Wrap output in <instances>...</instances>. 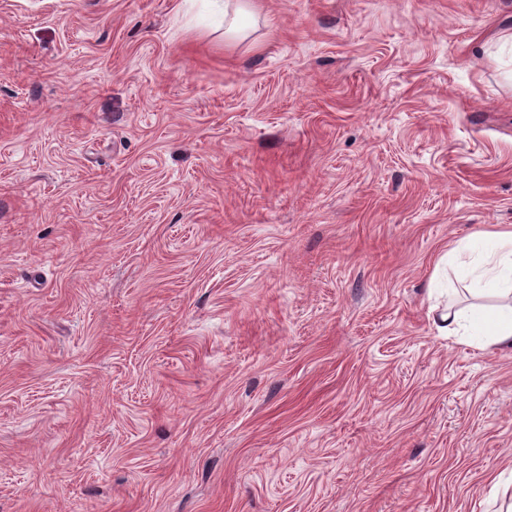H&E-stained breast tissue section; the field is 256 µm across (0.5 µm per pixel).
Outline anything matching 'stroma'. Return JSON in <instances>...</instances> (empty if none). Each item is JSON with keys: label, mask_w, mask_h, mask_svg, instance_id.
Returning <instances> with one entry per match:
<instances>
[{"label": "stroma", "mask_w": 512, "mask_h": 512, "mask_svg": "<svg viewBox=\"0 0 512 512\" xmlns=\"http://www.w3.org/2000/svg\"><path fill=\"white\" fill-rule=\"evenodd\" d=\"M0 0V512H497L512 0ZM474 251L491 258L494 266L485 271L488 279L484 285L479 282L475 288L466 290L474 298L488 295L507 298L512 294V231L480 232L438 256L428 286L429 298L434 297L437 302L431 308L433 325L439 335L454 337L481 350L512 348V304L471 303L455 308L448 301L444 307L440 305V299L455 290L448 288V271L456 273L465 264L463 256ZM503 283H510V288H497Z\"/></svg>", "instance_id": "1"}]
</instances>
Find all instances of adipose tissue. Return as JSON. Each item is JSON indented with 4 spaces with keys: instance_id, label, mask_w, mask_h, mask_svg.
<instances>
[{
    "instance_id": "1",
    "label": "adipose tissue",
    "mask_w": 512,
    "mask_h": 512,
    "mask_svg": "<svg viewBox=\"0 0 512 512\" xmlns=\"http://www.w3.org/2000/svg\"><path fill=\"white\" fill-rule=\"evenodd\" d=\"M473 252L485 254L493 262L485 284L472 288V304L458 308L444 303V296L450 293L449 272L458 270L463 256ZM428 291L437 300L432 310L439 335L481 350L512 348V304L505 302L512 295V231L481 232L442 252L434 264Z\"/></svg>"
}]
</instances>
